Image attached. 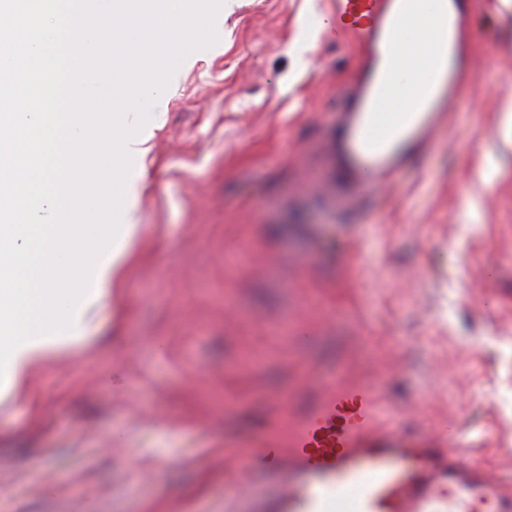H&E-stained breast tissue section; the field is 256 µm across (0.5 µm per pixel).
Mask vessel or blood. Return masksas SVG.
Returning <instances> with one entry per match:
<instances>
[{
	"label": "vessel or blood",
	"instance_id": "vessel-or-blood-1",
	"mask_svg": "<svg viewBox=\"0 0 512 512\" xmlns=\"http://www.w3.org/2000/svg\"><path fill=\"white\" fill-rule=\"evenodd\" d=\"M331 38L365 43L371 60L349 94L346 153L377 190L403 167L402 140L426 145L436 113L446 111L465 67L455 0H333ZM364 386L328 395L289 449L241 456L249 478L271 477L276 495L253 512H512V489L484 468L471 440L441 432L412 437L384 425Z\"/></svg>",
	"mask_w": 512,
	"mask_h": 512
}]
</instances>
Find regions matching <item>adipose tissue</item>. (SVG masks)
Segmentation results:
<instances>
[{
    "label": "adipose tissue",
    "mask_w": 512,
    "mask_h": 512,
    "mask_svg": "<svg viewBox=\"0 0 512 512\" xmlns=\"http://www.w3.org/2000/svg\"><path fill=\"white\" fill-rule=\"evenodd\" d=\"M127 260L128 250L124 247L98 255L93 273L98 278L99 294L119 293ZM97 316L96 301L80 304L77 326L72 329L69 338L34 344L18 351L11 363L10 382L6 390L0 393V409L14 408L21 403L34 405L35 400L28 390V378L33 369L58 351L80 350L95 328Z\"/></svg>",
    "instance_id": "1"
}]
</instances>
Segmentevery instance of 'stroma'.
<instances>
[{
  "label": "stroma",
  "instance_id": "1",
  "mask_svg": "<svg viewBox=\"0 0 512 512\" xmlns=\"http://www.w3.org/2000/svg\"><path fill=\"white\" fill-rule=\"evenodd\" d=\"M332 0H223L135 140L134 256L80 351L0 416V512H244L228 448L287 447L368 386L512 476V0H462L467 69L383 196L336 158L362 47Z\"/></svg>",
  "mask_w": 512,
  "mask_h": 512
}]
</instances>
